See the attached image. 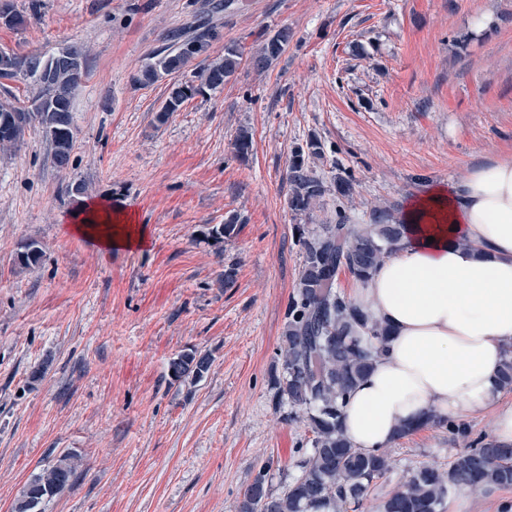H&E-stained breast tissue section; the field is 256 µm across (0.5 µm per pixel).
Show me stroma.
Returning a JSON list of instances; mask_svg holds the SVG:
<instances>
[{
    "instance_id": "1",
    "label": "stroma",
    "mask_w": 512,
    "mask_h": 512,
    "mask_svg": "<svg viewBox=\"0 0 512 512\" xmlns=\"http://www.w3.org/2000/svg\"><path fill=\"white\" fill-rule=\"evenodd\" d=\"M8 2L22 22L0 19V50L77 44L87 60L68 167L37 126L0 149V512L66 453L77 478L47 512H239L268 457L282 492L310 446L270 385L303 263L295 227L363 224L374 207L399 211L478 164L512 161V0ZM205 27L218 32L209 55L235 45L245 59L223 88L159 121L173 76L135 78L174 32ZM283 27L288 48L254 70L259 33ZM312 138L327 192L297 215L284 175ZM340 176L352 197L337 198ZM98 200L132 212L145 243L107 250L70 233L72 214ZM232 215L236 236L208 238ZM29 240L43 255L25 268ZM190 349L211 355L210 370L170 382V360ZM494 430L486 413L456 434L431 425L396 440L375 496Z\"/></svg>"
}]
</instances>
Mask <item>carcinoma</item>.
<instances>
[{
  "mask_svg": "<svg viewBox=\"0 0 512 512\" xmlns=\"http://www.w3.org/2000/svg\"><path fill=\"white\" fill-rule=\"evenodd\" d=\"M214 29L183 41L167 54L146 63L136 82L150 85L165 75L187 68L202 56L208 42L217 38ZM292 33L284 27L273 35H262L251 62L263 70L288 46ZM58 55L31 53L18 58L0 56V76L27 65H46L49 81L33 82L34 95L29 107L0 105V148L16 144L34 121L42 127L52 146L57 167L69 164L74 148L72 103L79 88L84 52L70 46ZM243 52L236 46L224 48V56L197 63L193 79L173 83L160 110L159 120L179 110L182 104L204 90H217L236 72ZM321 154V145L307 141L306 147L292 152L286 170L289 184L287 205L294 214L307 212L326 192L309 159ZM238 217L212 227L208 235L215 240L236 234ZM404 225L390 208H375L368 223L359 230L345 223L342 213L333 224H319L309 230L296 225L297 241L303 253V266L296 292L288 303L281 345L280 369L272 373L277 408L288 406L287 417L304 413L310 448L299 461V473L280 494L269 488L273 460L267 459L249 483L240 503V512H349L360 509L375 482L391 470V458L382 448L363 450L344 436L341 417L347 396L370 370L378 353V344L387 338V330L363 313L342 294L336 285L339 272L345 270L358 279H366L399 242ZM42 245L30 240L23 245L18 261L30 266L39 261ZM211 355L196 349L178 354L169 363V376L175 382L187 378L199 380L209 371ZM73 456L63 454L33 474L25 483L14 512H37L35 505L46 507L75 478ZM512 487V446L506 448L493 440L456 455L446 467L421 464L413 468L402 488L381 498L374 512H442L449 494L469 488L488 490Z\"/></svg>",
  "mask_w": 512,
  "mask_h": 512,
  "instance_id": "1",
  "label": "carcinoma"
}]
</instances>
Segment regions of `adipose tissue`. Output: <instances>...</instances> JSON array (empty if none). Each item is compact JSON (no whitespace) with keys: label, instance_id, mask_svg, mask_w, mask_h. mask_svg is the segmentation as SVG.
<instances>
[{"label":"adipose tissue","instance_id":"ef3b65f1","mask_svg":"<svg viewBox=\"0 0 512 512\" xmlns=\"http://www.w3.org/2000/svg\"><path fill=\"white\" fill-rule=\"evenodd\" d=\"M402 219L398 247L350 292L388 338L343 409L344 434L373 450L427 414L464 424L490 410L496 441L512 445V404L498 386L512 354V161L478 165L460 186L411 198ZM70 229L107 249L144 242L132 214L102 201Z\"/></svg>","mask_w":512,"mask_h":512}]
</instances>
